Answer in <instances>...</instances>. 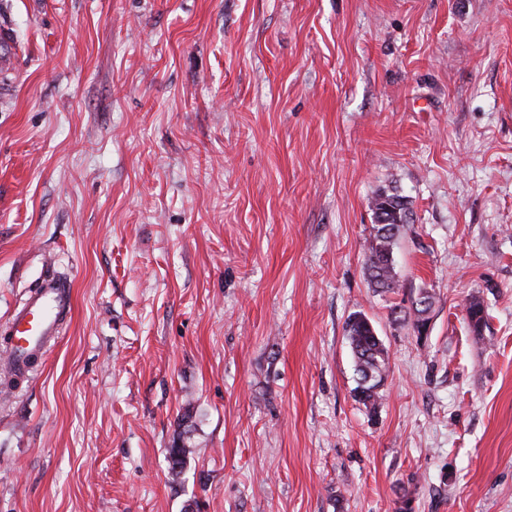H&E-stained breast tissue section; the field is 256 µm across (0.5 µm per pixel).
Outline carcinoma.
Returning <instances> with one entry per match:
<instances>
[{
    "label": "carcinoma",
    "instance_id": "carcinoma-1",
    "mask_svg": "<svg viewBox=\"0 0 512 512\" xmlns=\"http://www.w3.org/2000/svg\"><path fill=\"white\" fill-rule=\"evenodd\" d=\"M374 219V241L366 256V271L371 284L381 292L397 293L400 290L395 264L388 262L393 254L395 238L401 230L411 223L412 211L406 197L397 193L382 191L377 193L371 203ZM425 303L415 308L412 328L420 333V327L428 324L426 317L433 306V296L420 293L415 303ZM466 320L474 331H480L489 317V313L480 298L473 296L466 304ZM345 335L349 341L355 363L357 385L354 398L367 412L377 413L383 400L381 388L388 370V351L376 333L370 320L361 312L351 314L345 322ZM191 453L186 444H178L169 450V475L172 480L180 478L184 464Z\"/></svg>",
    "mask_w": 512,
    "mask_h": 512
}]
</instances>
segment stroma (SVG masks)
<instances>
[{"mask_svg": "<svg viewBox=\"0 0 512 512\" xmlns=\"http://www.w3.org/2000/svg\"><path fill=\"white\" fill-rule=\"evenodd\" d=\"M1 29L0 512H512V0H0ZM381 189L421 339L365 269ZM50 267L72 318L7 374ZM344 331L357 376L354 398L368 413L376 414L384 396L381 388L388 370V351L370 320L361 312L347 318Z\"/></svg>", "mask_w": 512, "mask_h": 512, "instance_id": "35a3bbf8", "label": "stroma"}]
</instances>
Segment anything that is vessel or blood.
<instances>
[{
  "mask_svg": "<svg viewBox=\"0 0 512 512\" xmlns=\"http://www.w3.org/2000/svg\"><path fill=\"white\" fill-rule=\"evenodd\" d=\"M73 308L70 282L46 275L37 289L16 307L11 315L10 359L19 371H28L43 356L52 341L60 336Z\"/></svg>",
  "mask_w": 512,
  "mask_h": 512,
  "instance_id": "1",
  "label": "vessel or blood"
}]
</instances>
